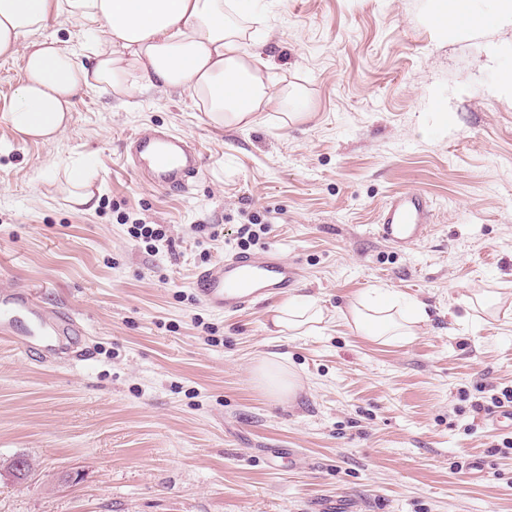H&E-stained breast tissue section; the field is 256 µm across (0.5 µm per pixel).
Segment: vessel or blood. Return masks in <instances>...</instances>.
<instances>
[{"instance_id": "obj_1", "label": "vessel or blood", "mask_w": 512, "mask_h": 512, "mask_svg": "<svg viewBox=\"0 0 512 512\" xmlns=\"http://www.w3.org/2000/svg\"><path fill=\"white\" fill-rule=\"evenodd\" d=\"M126 145L136 171L145 174L158 189L184 192L203 165L196 145L164 131L131 134ZM433 222L430 201L420 192L405 191L384 206L377 226L379 237L397 247L422 241ZM299 270L278 251H239L223 260L200 267L194 274L193 291L201 304L218 314L236 313L255 303L287 293L297 285ZM86 328L76 315L45 305L36 289L21 284L0 290V341L23 355L35 349L67 355L74 352Z\"/></svg>"}]
</instances>
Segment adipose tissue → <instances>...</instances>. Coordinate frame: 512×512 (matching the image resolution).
Segmentation results:
<instances>
[{"label": "adipose tissue", "mask_w": 512, "mask_h": 512, "mask_svg": "<svg viewBox=\"0 0 512 512\" xmlns=\"http://www.w3.org/2000/svg\"><path fill=\"white\" fill-rule=\"evenodd\" d=\"M441 28L474 33L494 26L512 29V0H498L490 13L474 0H431ZM67 16L87 38L61 46L40 35L54 17ZM268 16L248 0H0V59L21 60L22 74L0 120L23 138L50 141L65 134L76 99L106 88L124 102L150 91L188 92L208 123L249 129L279 112L281 124L309 120L303 89L287 86L263 45ZM381 345L406 343L426 319L422 305L404 306L386 289L349 298L336 310L300 295L271 312L276 333L309 336L331 320ZM257 384L280 403L302 386L297 372L279 358H261Z\"/></svg>", "instance_id": "ef3b65f1"}]
</instances>
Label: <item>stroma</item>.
Instances as JSON below:
<instances>
[{
  "label": "stroma",
  "instance_id": "obj_1",
  "mask_svg": "<svg viewBox=\"0 0 512 512\" xmlns=\"http://www.w3.org/2000/svg\"><path fill=\"white\" fill-rule=\"evenodd\" d=\"M264 51L307 94L311 120L277 113L216 129L188 93L118 106L77 100L50 143L0 123V289L32 283L87 326L68 367L0 342V512H512V430L475 403L512 387V31L444 36L428 0H257ZM195 142L191 190H159L123 150L140 129ZM95 177L75 205L74 160ZM58 172L40 176L45 162ZM431 200L421 242L376 233L385 201ZM161 224L150 252L128 233ZM297 263V293L329 309L373 288L421 303L419 336L382 346L335 321L270 333L281 297L231 315L203 306L194 272L237 251L241 224ZM476 292L498 314L469 310ZM281 355L303 380L294 403L253 378Z\"/></svg>",
  "mask_w": 512,
  "mask_h": 512
}]
</instances>
